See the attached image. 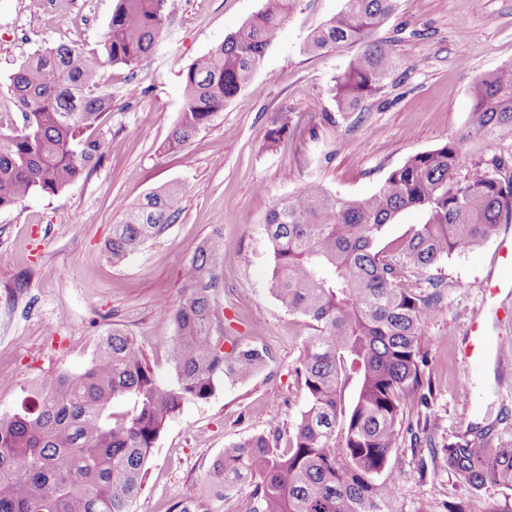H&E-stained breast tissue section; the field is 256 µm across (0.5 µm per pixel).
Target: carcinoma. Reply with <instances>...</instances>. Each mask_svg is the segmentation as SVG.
<instances>
[{"label": "carcinoma", "mask_w": 512, "mask_h": 512, "mask_svg": "<svg viewBox=\"0 0 512 512\" xmlns=\"http://www.w3.org/2000/svg\"><path fill=\"white\" fill-rule=\"evenodd\" d=\"M263 9L182 73L183 107L169 149L186 146L220 120L249 84L293 9ZM399 0H344L317 28L309 51L357 46L336 77V106L354 111L377 94L398 61L373 40ZM176 0H117L100 48L59 45L35 54L10 78L22 126L0 129V209L31 195H55L93 171L105 154L95 131L112 111L107 68L132 69L161 44ZM465 131L410 156L381 187L340 197L310 182L266 217L269 289L305 330L297 373L308 401L288 436L274 428L244 438L208 472L220 493L251 487L249 512H384L397 477L389 466L408 401L424 388L420 337L440 303L441 283L412 288L406 273H425L482 249L512 223L508 161L466 166L474 138L512 140V62L479 77ZM180 193L161 186L112 225L105 244L114 264L139 252L178 217ZM425 222L394 248L376 243L402 211ZM224 237L198 246L179 305L157 304L173 323L172 385L155 376L136 339L118 327L97 337L88 366L62 372L13 414L0 416V512H133L146 465L168 421L186 401L209 398L224 378L246 380L265 352L212 335L215 261ZM122 404L129 409L113 411ZM285 446H280L281 440ZM441 460L475 491L512 490V446L495 454L471 441L441 449Z\"/></svg>", "instance_id": "cac0c4a2"}]
</instances>
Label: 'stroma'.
I'll return each instance as SVG.
<instances>
[{
    "mask_svg": "<svg viewBox=\"0 0 512 512\" xmlns=\"http://www.w3.org/2000/svg\"><path fill=\"white\" fill-rule=\"evenodd\" d=\"M117 0H56L55 24L29 0H0V119H17L10 78L36 52L61 44L98 48ZM263 7V0H182L164 44L134 69L106 71L112 110L98 129L102 164L64 191L36 194L0 210V415L64 371L83 370L95 340L117 326L135 336L157 377L175 334L159 300L178 305L198 245L224 235L213 295L215 338L266 349L251 378L224 380L214 395L185 402L154 445L134 512H168L194 498L207 512H247L249 490L210 492L206 476L224 448L273 427L289 430L307 403L296 372L303 328L268 288L265 221L273 205L310 182L345 198L375 192L413 154L458 135L481 75L512 61V0H400L376 31L399 65L375 96L338 111L336 77L354 50L305 51L309 34L343 0H296L251 82L224 107L218 124L185 148L165 144L183 103L181 73ZM142 87L130 99L127 83ZM287 126L277 144L267 134ZM178 187L174 224L138 253L112 264V226L153 189ZM498 241L452 257L429 276L441 280L439 309L420 340L427 400H410L404 420L427 435L403 434L389 465L397 491L389 512H512V491H473L437 458L449 443L490 450L512 446V288L489 298L501 268ZM494 345L482 366L465 360L473 319Z\"/></svg>",
    "mask_w": 512,
    "mask_h": 512,
    "instance_id": "stroma-1",
    "label": "stroma"
}]
</instances>
